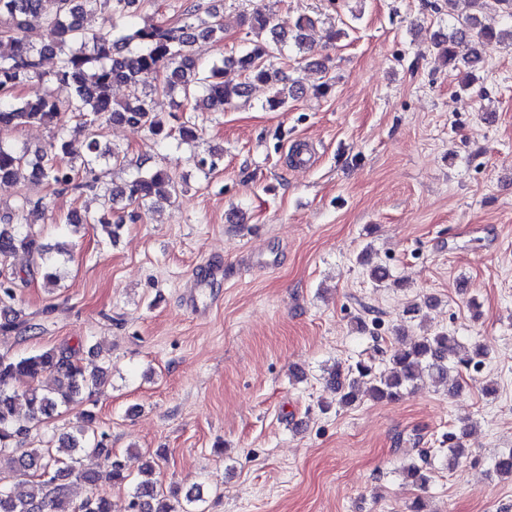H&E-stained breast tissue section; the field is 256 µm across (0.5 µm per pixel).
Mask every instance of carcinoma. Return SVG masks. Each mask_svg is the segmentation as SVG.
<instances>
[{"label":"carcinoma","mask_w":512,"mask_h":512,"mask_svg":"<svg viewBox=\"0 0 512 512\" xmlns=\"http://www.w3.org/2000/svg\"><path fill=\"white\" fill-rule=\"evenodd\" d=\"M141 0H0V42H7L10 53L0 56V182L16 181L22 172L32 180L47 184L56 193L98 188L94 165L103 157L121 166L126 153L104 151L100 138L111 124H124L147 130L158 144L177 136L182 142L198 137V129L186 123L178 128L169 125L153 99L139 93L141 74L153 72L161 77L162 91L178 94L195 108L222 112L244 96L245 84L224 79L226 69L233 67L250 81L262 83L271 90L263 108L276 111L288 105L302 90L287 85L281 68L276 66L275 50L284 46L285 38L277 33L270 17L256 10L240 19V24L257 36L237 55L223 56L210 63L199 62L191 53L198 38L224 41L226 24L223 16L207 11L209 20L197 18L199 8L185 11L183 24L171 27L153 24L137 27L133 23ZM475 9L468 15L448 13L454 23L448 39L435 43L441 57L454 58L457 41L512 42V26L503 29L490 26L477 17L484 0H467ZM112 16L115 38L94 31L89 18L97 11ZM40 20L43 38L32 42L25 29L29 18ZM314 26L308 17L301 18L292 36L300 52L310 50L307 31ZM267 31L272 41L258 39ZM57 59L51 72L41 70L43 58ZM37 80L45 85L42 94L23 97L26 84ZM123 83L132 89L125 100L112 99V84ZM77 117L88 129L85 154L76 162L66 139L68 119ZM53 129L47 147L29 153L4 141V135L30 125ZM179 192L178 183L164 169L146 164L138 167L131 180L112 197L122 196L137 207L151 208L170 200ZM14 217L0 218V266L19 251L38 261L43 280H58L53 252L68 253L64 247L45 243L41 233L32 227L13 223ZM65 223L110 224L112 211L98 216L73 213ZM15 280L0 282V334L6 335L25 323L22 311L15 308L19 272ZM489 348L478 344L467 347L446 332L402 341L389 357L388 367L377 372L365 363L336 364L329 383L336 392V404L346 407L368 396L377 401H396L415 388L423 377L448 385L451 375L478 367L489 357ZM108 368L92 371L71 359L69 348L60 346L39 353L12 357L0 355V461L8 460L15 471L30 479L11 485L0 481V512H111L106 488L127 480L126 461L109 447L108 435L95 426L91 410L79 415L73 431L59 439L55 449L28 448L19 451L32 428L50 417L60 407H69L81 399L94 396L107 381ZM29 379L25 398L28 412L21 416L16 408L14 382ZM158 463L154 459L141 462V479L134 486L131 512H202L200 507L178 508L163 490L158 479ZM494 471L501 477H512V449L500 452ZM404 478L420 490L429 482L426 471L411 462L402 468ZM72 479L87 489L78 503L67 494L64 480Z\"/></svg>","instance_id":"carcinoma-1"}]
</instances>
